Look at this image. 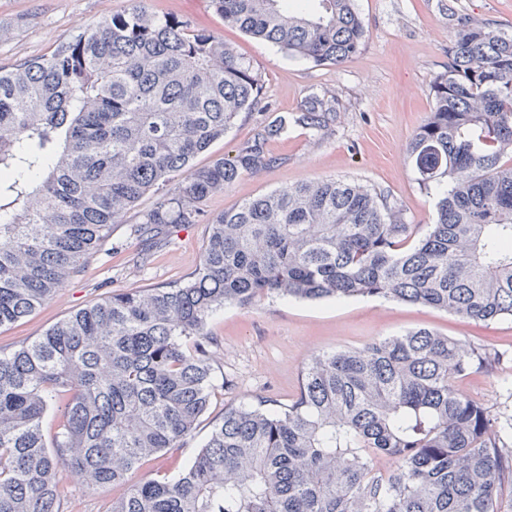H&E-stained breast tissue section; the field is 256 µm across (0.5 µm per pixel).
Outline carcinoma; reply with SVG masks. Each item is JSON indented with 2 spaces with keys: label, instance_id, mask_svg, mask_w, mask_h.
Wrapping results in <instances>:
<instances>
[{
  "label": "carcinoma",
  "instance_id": "cac0c4a2",
  "mask_svg": "<svg viewBox=\"0 0 512 512\" xmlns=\"http://www.w3.org/2000/svg\"><path fill=\"white\" fill-rule=\"evenodd\" d=\"M318 2L314 14L290 0L211 5L247 35L337 66L366 29L354 0ZM448 24V62L407 146L437 196L423 234L383 191L345 179L208 214L211 195L275 163L267 145L284 126L259 124L234 158L194 165L268 105L249 62L177 17L136 4L0 68V328L51 300L152 191L142 235L209 225L191 276L114 293L0 352V512H62L63 471L93 492L127 485L110 512H502L512 418L458 387L495 358L427 328L312 355L290 403L228 406L182 474L127 484L209 408L207 326L226 305L383 297L512 318V32L452 8ZM335 119L319 94L297 117L315 131Z\"/></svg>",
  "mask_w": 512,
  "mask_h": 512
}]
</instances>
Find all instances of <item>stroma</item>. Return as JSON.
Returning <instances> with one entry per match:
<instances>
[{"label": "stroma", "instance_id": "obj_1", "mask_svg": "<svg viewBox=\"0 0 512 512\" xmlns=\"http://www.w3.org/2000/svg\"><path fill=\"white\" fill-rule=\"evenodd\" d=\"M133 0H0V67L49 53L58 41L102 18L119 15ZM158 14L175 16L224 39L261 78L270 108L244 113L224 139L195 163L234 157L258 123L288 120V133L269 142L273 165L243 174L229 189L210 196L205 208L218 214L259 194L306 180L347 179L388 193L406 223L426 232L435 220L434 198L420 189L406 154L415 128L433 105L431 81L448 60V10L457 8L512 32V0H355L368 38L344 64L318 65L259 42L225 25L209 0H144ZM336 101V119L321 132L295 122L309 95ZM145 195L136 210L114 224L101 250L59 293L31 316L0 329V351L41 336L71 312L117 292L141 290L186 278L199 267L208 227L176 224L154 247L137 232L138 214L153 207ZM430 328L485 348L496 360L489 372L460 383L462 393L493 413L512 415V319L473 322L430 307L381 297L348 300L259 301L254 307H225L213 316L210 407L182 448L142 461L130 482L177 476L199 451L230 404L269 397L288 403L298 392L301 371L313 354L360 348L415 328ZM69 494L63 512H109L123 487L89 494L63 476Z\"/></svg>", "mask_w": 512, "mask_h": 512}]
</instances>
